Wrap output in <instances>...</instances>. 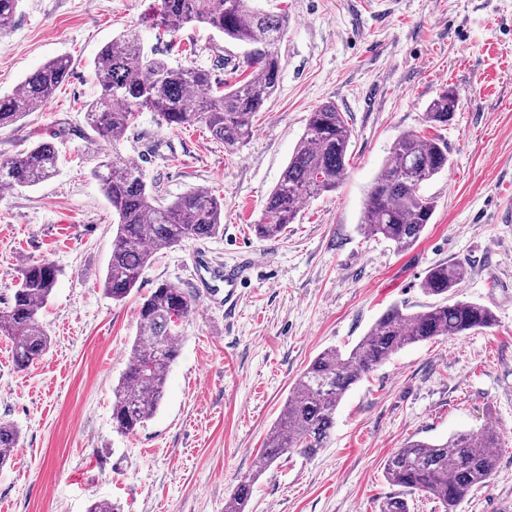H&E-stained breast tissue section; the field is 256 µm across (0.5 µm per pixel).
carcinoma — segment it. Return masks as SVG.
Returning a JSON list of instances; mask_svg holds the SVG:
<instances>
[{"label":"carcinoma","mask_w":512,"mask_h":512,"mask_svg":"<svg viewBox=\"0 0 512 512\" xmlns=\"http://www.w3.org/2000/svg\"><path fill=\"white\" fill-rule=\"evenodd\" d=\"M21 0H0V29L16 14ZM252 0H157L146 18L152 27L176 31L187 24L212 28L233 42L250 47L237 68L245 78L226 89L200 68L173 66L144 51L134 36L118 37L94 60L101 86L99 97L87 105L85 120L100 138L120 141L138 112L157 113L171 127L202 124L226 149H236L252 132V119L275 93L279 81L277 42L286 19L251 6ZM69 60L52 59L25 77L18 89L0 95V128L17 123L48 100L67 77ZM448 88L425 112L429 127H445L457 107ZM351 130L336 104L327 102L311 113L308 127L269 195L262 221L254 225L260 239H277L293 223L299 203L307 196L333 191L346 170ZM57 152L50 142L0 160V189L31 188L56 173ZM448 168V144L439 135L407 133L393 144L367 195L361 230L381 236L396 249L412 248L431 223L434 200L422 184ZM91 175L102 186L116 218L112 254L103 281L112 300H125L156 254L187 240L224 233L220 201L208 191H195L163 204L148 185L145 173L132 160L102 159ZM60 270L52 263L30 261L20 270L17 288L0 308V335L12 342L13 362L27 369L49 348L50 339L39 312L55 288ZM466 276L465 264L444 262L430 268L423 290L448 296ZM190 294L161 283L141 302L137 333L127 367L112 388V423L129 434L150 420L164 396L170 367L179 356V333L193 313ZM493 312L477 303L455 301L408 313L392 306L347 353L329 348L311 362L292 387L282 417L268 433L263 465L285 453L305 458L326 447L336 409L346 393L364 376L409 345L440 337L465 336L492 327ZM18 429L0 421V468L11 464ZM499 434L490 429L455 434L444 441L410 440L386 460L387 481L401 493L387 498L380 512H409L406 496L424 494L438 500L443 512H455L472 490L493 474L500 456ZM255 477L242 481L224 512H246Z\"/></svg>","instance_id":"obj_1"}]
</instances>
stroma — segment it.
Returning a JSON list of instances; mask_svg holds the SVG:
<instances>
[{"instance_id": "stroma-1", "label": "stroma", "mask_w": 512, "mask_h": 512, "mask_svg": "<svg viewBox=\"0 0 512 512\" xmlns=\"http://www.w3.org/2000/svg\"><path fill=\"white\" fill-rule=\"evenodd\" d=\"M151 0H21L0 32V94L45 62L67 57V79L47 103L0 129V159L47 141L56 175L0 193V303L22 265L60 275L40 313L50 346L17 370L0 336V421L19 445L0 469V512H86L106 499L120 512H224L255 476L248 512H379L399 489L384 463L408 440L438 441L496 427L500 459L456 512H512V0H256L285 14L276 92L250 138L227 150L200 125L172 128L142 111L124 140L100 139L84 107L100 93L93 60L135 35L169 63L238 83L241 44L203 26L149 28ZM458 103L439 133L448 168L423 190L436 209L420 240L398 251L360 230L367 192L393 142L426 132L442 89ZM333 102L352 130L346 173L304 200L287 234L254 232L309 116ZM139 162L165 201L206 190L224 205L223 236L160 251L122 302L102 289L115 235L112 207L90 170L96 158ZM223 266L257 255L235 309L198 310L181 329V354L163 401L131 434L112 425V388L125 371L140 301L167 282L198 294L194 255ZM459 260L455 300L496 316L488 329L405 348L353 387L328 445L268 468L259 460L289 391L324 349L352 348L390 306L422 312L438 297L427 271Z\"/></svg>"}]
</instances>
